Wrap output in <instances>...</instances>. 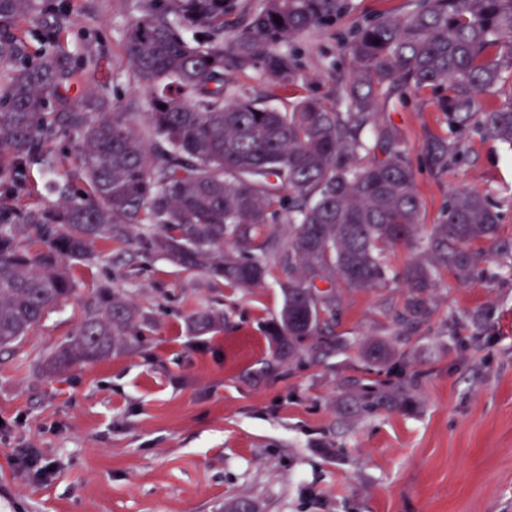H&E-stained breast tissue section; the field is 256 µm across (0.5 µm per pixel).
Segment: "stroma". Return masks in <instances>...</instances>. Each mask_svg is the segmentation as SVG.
Masks as SVG:
<instances>
[{
  "label": "stroma",
  "mask_w": 512,
  "mask_h": 512,
  "mask_svg": "<svg viewBox=\"0 0 512 512\" xmlns=\"http://www.w3.org/2000/svg\"><path fill=\"white\" fill-rule=\"evenodd\" d=\"M22 23L29 56L55 31L79 69L66 102L102 95L145 127V94L127 66L133 0H47ZM409 0H349L335 26L293 44L313 95L334 91L345 68L342 44L357 24L404 15ZM382 124L404 134L422 202L419 236L440 222L451 193L486 195L500 215L499 241L486 246L469 283L445 275L433 314L383 362L366 347L393 334L390 314L406 290L401 274L418 254L397 245L395 279L347 289L336 324L348 349L317 365L270 370L271 332L284 296L275 279L234 288L188 272L138 245L95 242L97 261L80 286L16 347L0 352V486L26 512H221L232 500L256 512H512V146L460 139L447 172L430 168L426 138L447 136L431 91L382 103ZM107 283L145 314L126 346L104 361L57 375L41 365L73 336ZM224 312L197 335L194 314ZM418 374L411 409H348L351 379ZM51 463L50 472L39 471Z\"/></svg>",
  "instance_id": "1"
}]
</instances>
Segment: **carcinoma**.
<instances>
[{
	"label": "carcinoma",
	"mask_w": 512,
	"mask_h": 512,
	"mask_svg": "<svg viewBox=\"0 0 512 512\" xmlns=\"http://www.w3.org/2000/svg\"><path fill=\"white\" fill-rule=\"evenodd\" d=\"M44 9L43 0H0L1 349L77 290V271L96 260L94 242H125L136 230L148 249L215 281L260 288L275 277L284 292L276 366L346 349L334 331L342 289L384 284L389 250L411 245L419 258L403 271L408 293L393 315L399 334L366 348L384 361L429 320L442 272L469 281L473 243L498 242V215L473 191L453 193L440 223L417 236L421 202L405 140L375 116L379 99L429 89L450 133L473 127L512 146V98L495 100L512 81V0H414L401 17L358 24L333 99L298 91L302 64L291 45L335 25L346 0H136L126 58L148 97L142 132L103 96L56 111L70 57L52 30L34 59L17 35L20 22ZM252 72L291 95L290 109L238 90L236 76ZM66 140L76 141V155L60 182ZM423 153L444 172L460 142L431 136ZM35 167L58 204H21ZM142 317L124 294L100 285L75 336L42 371L106 359ZM223 318L200 311L194 328L208 332ZM418 386L415 375L389 386L357 383L353 399L368 413L408 409Z\"/></svg>",
	"instance_id": "obj_1"
}]
</instances>
